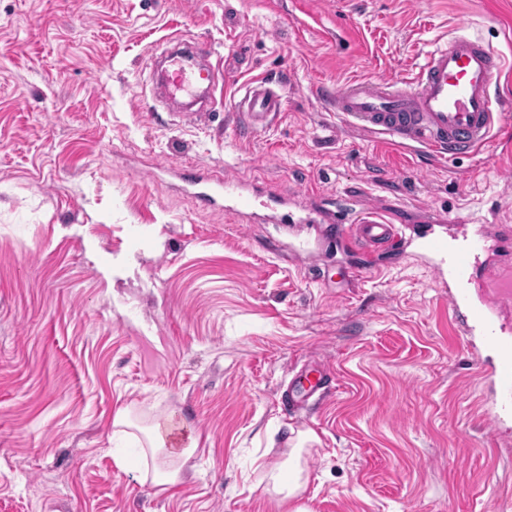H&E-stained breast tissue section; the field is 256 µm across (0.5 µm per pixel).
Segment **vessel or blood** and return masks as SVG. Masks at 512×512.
Listing matches in <instances>:
<instances>
[{
  "mask_svg": "<svg viewBox=\"0 0 512 512\" xmlns=\"http://www.w3.org/2000/svg\"><path fill=\"white\" fill-rule=\"evenodd\" d=\"M506 69L499 53L478 39L458 35L430 52L411 78L354 81L325 90L324 95L335 112L363 132L435 156L473 158L503 129L504 106L492 89ZM215 84L212 64L194 61L173 65L166 92L171 97L191 94L198 87L210 92ZM280 106L279 97L261 82L246 87L235 109L244 130L255 132ZM187 183L197 202L223 204L232 217H246L262 207L271 223L295 221L284 196L259 195L247 182L192 176ZM331 220L363 242L370 254L393 240L404 239L416 247L418 257L433 270L438 287L447 289L452 315L471 348L494 354L483 371L494 393L488 415L494 433H502L512 422V325L506 320L512 312V289L500 287L499 282L512 273V267H493L485 260L499 226L480 224L472 232L452 237L445 226L432 221L405 226L372 209L353 217L340 209ZM329 376L327 366L305 368L295 379V389L314 394L324 388Z\"/></svg>",
  "mask_w": 512,
  "mask_h": 512,
  "instance_id": "obj_1",
  "label": "vessel or blood"
}]
</instances>
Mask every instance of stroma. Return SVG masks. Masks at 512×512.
<instances>
[{"label": "stroma", "instance_id": "obj_1", "mask_svg": "<svg viewBox=\"0 0 512 512\" xmlns=\"http://www.w3.org/2000/svg\"><path fill=\"white\" fill-rule=\"evenodd\" d=\"M457 34L512 65V0H0V512H286L264 472L301 433L308 512H501L512 430L429 267L406 244L322 237L201 207L176 167L402 223L501 224L512 157L437 158L345 128L322 87L395 79ZM168 39L204 40L282 109L249 133L234 92L202 119L150 100ZM323 361L304 410L288 385ZM174 416L197 449L180 483L140 480L118 410Z\"/></svg>", "mask_w": 512, "mask_h": 512}]
</instances>
